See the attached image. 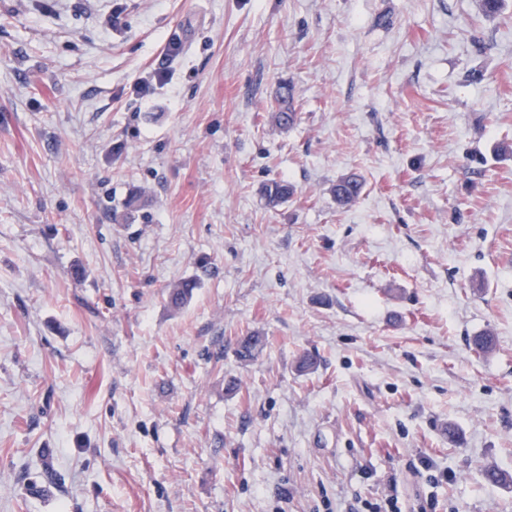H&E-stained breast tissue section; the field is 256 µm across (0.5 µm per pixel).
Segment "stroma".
I'll list each match as a JSON object with an SVG mask.
<instances>
[{"label": "stroma", "mask_w": 512, "mask_h": 512, "mask_svg": "<svg viewBox=\"0 0 512 512\" xmlns=\"http://www.w3.org/2000/svg\"><path fill=\"white\" fill-rule=\"evenodd\" d=\"M490 466L512 0H0V512H512ZM179 51L180 42L177 38L172 37L166 45L161 63L159 64L158 68L154 69L152 81H154L156 85L167 84L170 79V71L168 69L169 62L178 56ZM196 280H183L168 291L167 302L169 306L178 311L182 309L192 299L194 290L197 288Z\"/></svg>", "instance_id": "stroma-1"}]
</instances>
